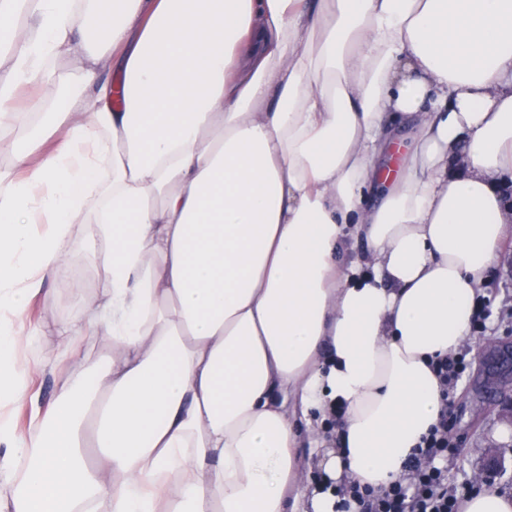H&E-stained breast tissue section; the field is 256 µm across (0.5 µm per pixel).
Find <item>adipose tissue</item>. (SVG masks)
Returning <instances> with one entry per match:
<instances>
[{
  "label": "adipose tissue",
  "instance_id": "obj_1",
  "mask_svg": "<svg viewBox=\"0 0 512 512\" xmlns=\"http://www.w3.org/2000/svg\"><path fill=\"white\" fill-rule=\"evenodd\" d=\"M0 154V512H335L512 234V0H0ZM78 224L108 286L29 324ZM47 330L109 356L24 430Z\"/></svg>",
  "mask_w": 512,
  "mask_h": 512
}]
</instances>
